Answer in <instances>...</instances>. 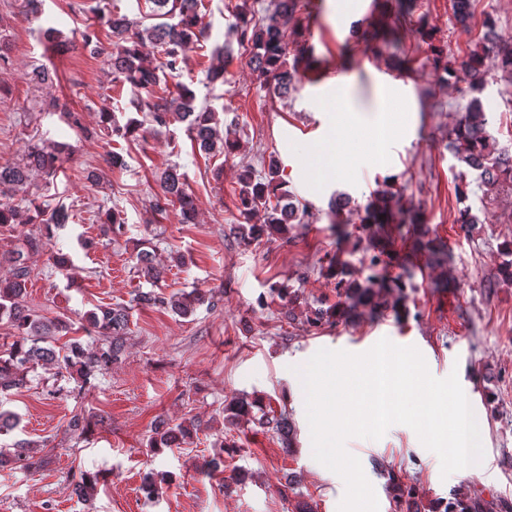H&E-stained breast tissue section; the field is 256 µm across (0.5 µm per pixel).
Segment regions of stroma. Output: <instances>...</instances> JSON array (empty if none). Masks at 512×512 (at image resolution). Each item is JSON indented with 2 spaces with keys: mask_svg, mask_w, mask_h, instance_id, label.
Returning a JSON list of instances; mask_svg holds the SVG:
<instances>
[{
  "mask_svg": "<svg viewBox=\"0 0 512 512\" xmlns=\"http://www.w3.org/2000/svg\"><path fill=\"white\" fill-rule=\"evenodd\" d=\"M318 2L316 17L302 23L315 68L277 97L261 86L246 64L247 52L229 32L235 7L258 20L270 0H202L207 35L188 50L180 77L166 83L186 84L196 106L215 111L221 134L240 144L226 158L200 152L179 122L124 140L99 121L103 111L122 123L136 115L130 88L113 81L105 54L110 30L99 14L120 12L146 28L155 23L149 0H43L35 16L23 11L21 0H0V45L6 48L0 60V163L20 160L33 142L75 148L56 175L30 177L28 198L65 207L73 219L45 250L29 256L26 301L47 319L76 327L97 306L130 309L124 356L93 387L72 380L52 395L54 371L40 366L27 387L0 400L19 420L13 432L0 436V448L26 440L47 460L27 471L0 468V512H291L299 501L313 512H338L345 484L312 456L296 369L319 349L358 353L384 337L398 345L416 341L435 378L457 374L483 424L484 467L478 474L462 469L442 477L438 456L402 424L378 440L348 439L346 449L360 460L379 512H394L392 472L418 491L421 512L458 498L477 503L478 512H512V282L499 274L501 246L512 242V190L483 186L471 171L468 193L459 195L460 166L445 148L449 130L476 96L491 115L490 134L512 150V102L499 75L474 94L466 77L443 83L430 62L435 46L468 50L488 17L500 40L512 42V0H472L466 32L450 0H421L428 33L420 35L412 24L402 29V42L415 54L411 72L396 78L397 94L382 82L390 58L365 52L353 31L375 13L376 0ZM50 27L70 40L68 52L58 53L43 37ZM89 32L94 40L88 46L83 37ZM223 46L231 51L227 81L213 83L208 69ZM41 68L50 80L31 82ZM341 88L351 89L364 108L405 112L404 128L393 136L363 137L357 117L336 109ZM334 127L350 140L353 162L339 165L337 178L312 179L309 162ZM113 151L122 155L123 166L107 163ZM273 156L289 192L309 204L308 221L289 225L287 240L250 244L235 233L238 175L247 168L263 171ZM174 165L197 201L195 223H181L176 208H152L162 171ZM91 170L101 171L98 183L88 182ZM387 177L403 187L405 208L424 214L423 231L447 242L448 266L421 259L422 270L407 287V319L362 309L347 322L309 327L308 311L336 300L333 281L320 273L325 254L336 246L326 216L331 196L346 193L366 203ZM467 206L481 220L470 232L456 222ZM112 207L123 211L127 232L110 240L101 218ZM89 239L96 246L87 251L82 243ZM149 241L163 268L155 283L134 268L137 249ZM59 249L72 256L69 274L52 262ZM175 252L182 263L172 260ZM274 282L299 290L294 309L269 297ZM152 289L168 296L195 290L218 305H201L187 318L138 306L137 294ZM256 396L266 408L288 413L296 430L293 447L254 421L225 422L226 404ZM77 413L87 420L86 432L69 427ZM189 419L199 424L190 445L149 452L156 422ZM224 441L237 449L225 454L223 472H202L203 459ZM83 472L105 476L94 500L72 492V480ZM150 472L162 478L151 502L139 491Z\"/></svg>",
  "mask_w": 512,
  "mask_h": 512,
  "instance_id": "stroma-1",
  "label": "stroma"
}]
</instances>
